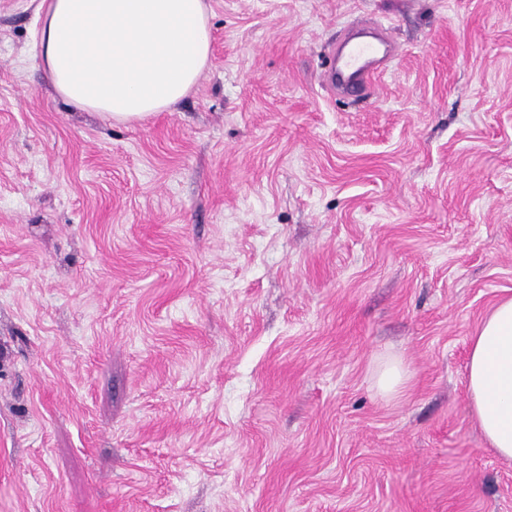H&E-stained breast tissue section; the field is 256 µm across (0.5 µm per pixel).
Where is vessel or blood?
Wrapping results in <instances>:
<instances>
[{
  "mask_svg": "<svg viewBox=\"0 0 512 512\" xmlns=\"http://www.w3.org/2000/svg\"><path fill=\"white\" fill-rule=\"evenodd\" d=\"M382 42L365 36L352 35L341 48L332 52L328 80L338 92L370 91L386 66Z\"/></svg>",
  "mask_w": 512,
  "mask_h": 512,
  "instance_id": "b4317fda",
  "label": "vessel or blood"
}]
</instances>
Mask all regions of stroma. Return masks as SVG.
Instances as JSON below:
<instances>
[{
  "label": "stroma",
  "mask_w": 512,
  "mask_h": 512,
  "mask_svg": "<svg viewBox=\"0 0 512 512\" xmlns=\"http://www.w3.org/2000/svg\"><path fill=\"white\" fill-rule=\"evenodd\" d=\"M207 2L193 92L117 123L0 0V512H512L466 384L512 295V0ZM358 24L368 97L325 81ZM408 379L407 370L398 357H391L384 361L378 375L379 390L389 396L401 393Z\"/></svg>",
  "instance_id": "obj_1"
}]
</instances>
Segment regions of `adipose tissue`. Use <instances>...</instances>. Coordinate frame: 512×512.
<instances>
[{
  "label": "adipose tissue",
  "mask_w": 512,
  "mask_h": 512,
  "mask_svg": "<svg viewBox=\"0 0 512 512\" xmlns=\"http://www.w3.org/2000/svg\"><path fill=\"white\" fill-rule=\"evenodd\" d=\"M37 17L59 98L116 122L174 111L209 62L206 0H39ZM467 390L484 439L512 460V297L470 338Z\"/></svg>",
  "instance_id": "1"
}]
</instances>
